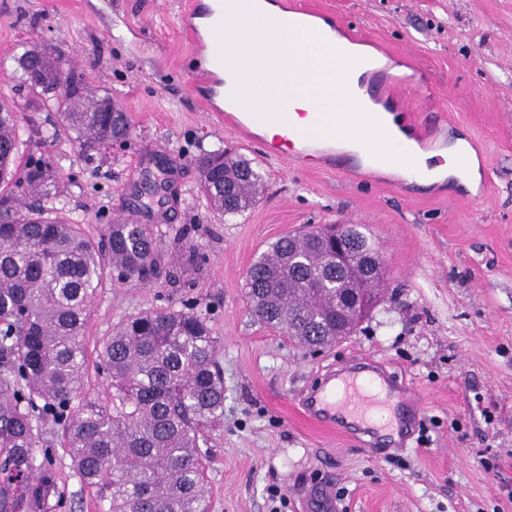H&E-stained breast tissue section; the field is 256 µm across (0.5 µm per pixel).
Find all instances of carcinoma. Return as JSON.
<instances>
[{
    "label": "carcinoma",
    "instance_id": "obj_1",
    "mask_svg": "<svg viewBox=\"0 0 512 512\" xmlns=\"http://www.w3.org/2000/svg\"><path fill=\"white\" fill-rule=\"evenodd\" d=\"M18 65L19 96L55 113L51 136L62 130L95 151L129 137L126 115L101 111L109 97L78 70L52 95L37 85L42 69L55 81L44 44L29 45ZM15 107L0 103V512H55L57 473L40 457L55 440L105 512H208L201 445L224 418L218 340L206 315L187 306L128 315L97 351L109 401L85 390V330L99 289L113 277L148 283L167 262L145 224H109L96 236L50 205L56 169L48 158L21 164ZM199 169L201 194L223 216L266 192L262 175L235 153H209ZM165 190L146 174L135 202ZM346 245L369 261L336 267L320 227L278 238L247 272L252 316L307 348L335 341L336 326L355 322L337 283L382 281L377 250L358 225Z\"/></svg>",
    "mask_w": 512,
    "mask_h": 512
}]
</instances>
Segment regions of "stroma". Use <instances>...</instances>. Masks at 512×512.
<instances>
[{
	"instance_id": "obj_1",
	"label": "stroma",
	"mask_w": 512,
	"mask_h": 512,
	"mask_svg": "<svg viewBox=\"0 0 512 512\" xmlns=\"http://www.w3.org/2000/svg\"><path fill=\"white\" fill-rule=\"evenodd\" d=\"M360 36L401 90L422 134L442 147L472 140L480 179L397 184L347 172L316 154L262 153L208 119L188 0H0V100L16 98L27 45L63 46L132 135L85 154L38 105L21 103L26 157L51 158L56 207L98 233L118 216L149 225L176 279L112 280L86 329L96 351L126 315L191 305L220 347L224 419L209 428L210 512H320L315 489L336 484V512H512V0H306ZM226 149L258 168L261 200L224 217L200 194L201 156ZM164 173L162 203L133 210L144 173ZM314 224H358L384 267V292L358 332L307 351L251 314L246 273L279 237ZM371 358L405 387L401 414L419 426L374 449L301 411L329 370ZM62 508L102 512L63 448L52 450Z\"/></svg>"
}]
</instances>
